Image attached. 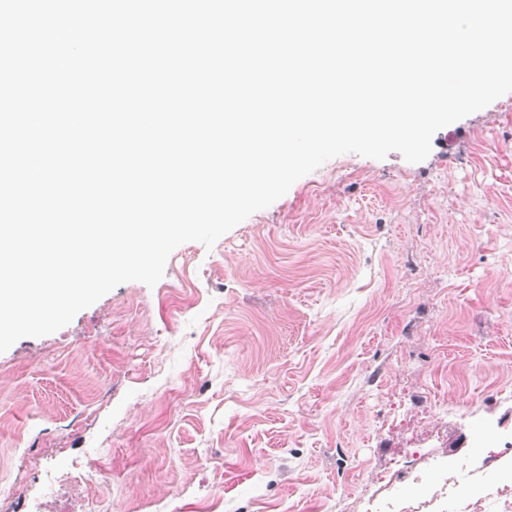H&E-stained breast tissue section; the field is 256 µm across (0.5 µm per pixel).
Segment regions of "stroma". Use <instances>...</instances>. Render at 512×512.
Returning a JSON list of instances; mask_svg holds the SVG:
<instances>
[{
	"instance_id": "obj_1",
	"label": "stroma",
	"mask_w": 512,
	"mask_h": 512,
	"mask_svg": "<svg viewBox=\"0 0 512 512\" xmlns=\"http://www.w3.org/2000/svg\"><path fill=\"white\" fill-rule=\"evenodd\" d=\"M512 436V93L334 157L0 353V512H381ZM105 468L73 487L56 474ZM412 468L416 484L376 474Z\"/></svg>"
}]
</instances>
